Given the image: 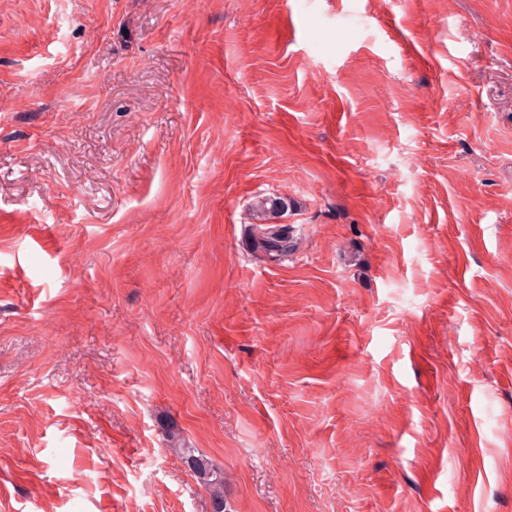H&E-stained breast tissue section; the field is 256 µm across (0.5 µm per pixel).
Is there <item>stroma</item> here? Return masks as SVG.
<instances>
[{"instance_id": "35a3bbf8", "label": "stroma", "mask_w": 512, "mask_h": 512, "mask_svg": "<svg viewBox=\"0 0 512 512\" xmlns=\"http://www.w3.org/2000/svg\"><path fill=\"white\" fill-rule=\"evenodd\" d=\"M2 99L0 512H512V0H0ZM288 208L281 198H263L255 205L258 223L250 224L249 243L252 250L261 252L271 260H279L291 249V237L288 225L277 224L270 220ZM182 459L212 499L213 512H224V472L201 455L183 452Z\"/></svg>"}]
</instances>
